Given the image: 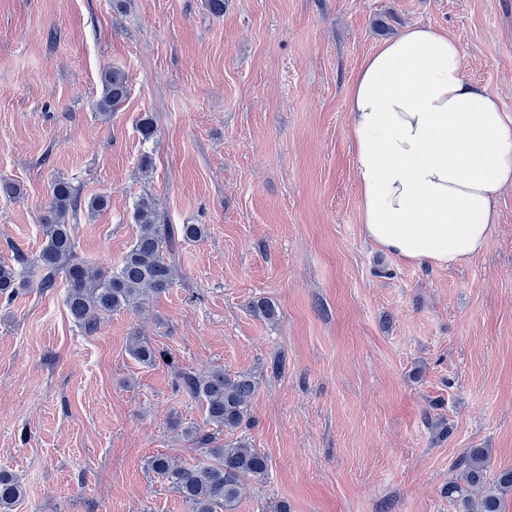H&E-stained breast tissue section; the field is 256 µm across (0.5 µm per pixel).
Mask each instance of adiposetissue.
I'll return each instance as SVG.
<instances>
[{
	"mask_svg": "<svg viewBox=\"0 0 512 512\" xmlns=\"http://www.w3.org/2000/svg\"><path fill=\"white\" fill-rule=\"evenodd\" d=\"M348 106L366 238L419 264L480 254L512 188V118L466 79L457 41L406 27L363 60Z\"/></svg>",
	"mask_w": 512,
	"mask_h": 512,
	"instance_id": "obj_1",
	"label": "adipose tissue"
}]
</instances>
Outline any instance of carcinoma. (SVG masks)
I'll use <instances>...</instances> for the list:
<instances>
[{
	"mask_svg": "<svg viewBox=\"0 0 512 512\" xmlns=\"http://www.w3.org/2000/svg\"><path fill=\"white\" fill-rule=\"evenodd\" d=\"M103 95L97 109L114 112L128 93L127 74L108 68L101 75ZM81 199L71 185L54 182L47 214L42 218L44 244L39 255L42 274L37 287H55L61 275L67 284L66 303L74 321L87 334L98 330L101 319L120 310L138 308L150 297L172 286L173 265L165 258L171 242L180 236L192 241L205 234L202 224H183L176 229L157 223L152 201L142 197L135 204L134 219L139 232L120 263L111 269L95 268L80 259L68 223V215H77ZM25 258L16 256V265ZM0 263V300L12 301L17 294L32 287L16 268ZM129 353L144 365L155 363L159 353L141 336L131 337ZM178 386L197 399L206 413L208 431L199 428L184 430L200 447L206 449L210 461L187 468L169 457L158 455L150 462L151 470L165 478L179 496L189 504L190 512H230L249 478H262L269 468L268 458L243 439L217 443V435L232 431L250 418L252 398L256 389L253 376L230 377L221 367L194 372L182 370ZM492 449L468 448L454 462L455 477L448 481L444 494L463 508V512H503L504 496L512 491V469L489 477ZM23 496L19 480L0 472V512L11 508Z\"/></svg>",
	"mask_w": 512,
	"mask_h": 512,
	"instance_id": "cac0c4a2",
	"label": "carcinoma"
}]
</instances>
